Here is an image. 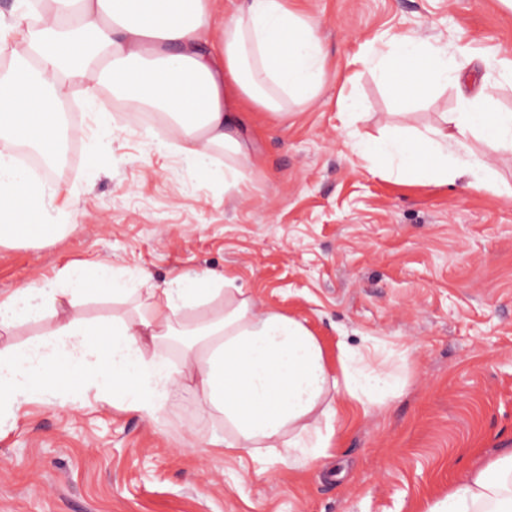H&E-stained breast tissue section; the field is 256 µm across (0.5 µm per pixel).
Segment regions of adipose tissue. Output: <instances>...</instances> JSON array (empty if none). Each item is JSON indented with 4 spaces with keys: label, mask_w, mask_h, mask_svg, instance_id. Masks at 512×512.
Returning a JSON list of instances; mask_svg holds the SVG:
<instances>
[{
    "label": "adipose tissue",
    "mask_w": 512,
    "mask_h": 512,
    "mask_svg": "<svg viewBox=\"0 0 512 512\" xmlns=\"http://www.w3.org/2000/svg\"><path fill=\"white\" fill-rule=\"evenodd\" d=\"M218 0H43L38 26L0 23V51L13 65L0 78V246L20 241L43 213L51 188L17 165L10 148L26 140L52 148L58 105L82 86L88 106L108 120L112 99L126 111L166 115L169 140L191 174L214 176V150L231 155L224 184L248 178L253 146L231 97L272 114L314 102L326 55L310 19L289 0H240L228 16ZM370 63L395 98L424 97L455 79L457 57L410 35L395 36ZM512 151V111L482 86L441 121L409 133L356 139L351 150L404 181L451 183L512 196L500 188L472 137ZM126 303L107 318L76 315L79 299ZM36 319L47 328L0 348V422L22 399L77 402L87 394L156 419L172 389L184 387L203 415H220L215 447L284 448L289 466L324 457L344 403L370 410L396 386L394 373L361 349L342 346L339 374L299 320L261 310L227 274L207 270L157 285L150 274L106 263H69L56 283L0 296V333ZM181 339L178 356L170 344ZM435 512H512V456L472 472Z\"/></svg>",
    "instance_id": "ef3b65f1"
}]
</instances>
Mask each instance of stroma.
Listing matches in <instances>:
<instances>
[{"mask_svg": "<svg viewBox=\"0 0 512 512\" xmlns=\"http://www.w3.org/2000/svg\"><path fill=\"white\" fill-rule=\"evenodd\" d=\"M327 57L325 92L276 116L242 105L249 189L188 175L158 150L163 121L107 127L74 113V153L52 181L50 217L76 231L0 247V292L49 281L72 261L149 271L155 282L228 272L260 308L300 320L329 369L339 343L375 347L394 395L334 424L312 467L287 449L221 453L219 418L173 389L156 420L87 395L20 402L0 426V512H431L468 475L512 454V197L371 173L350 147L340 92L367 114L359 134L432 125L486 83L512 110V9L502 0H296ZM410 34L469 47L455 80L396 99L365 55Z\"/></svg>", "mask_w": 512, "mask_h": 512, "instance_id": "stroma-1", "label": "stroma"}]
</instances>
